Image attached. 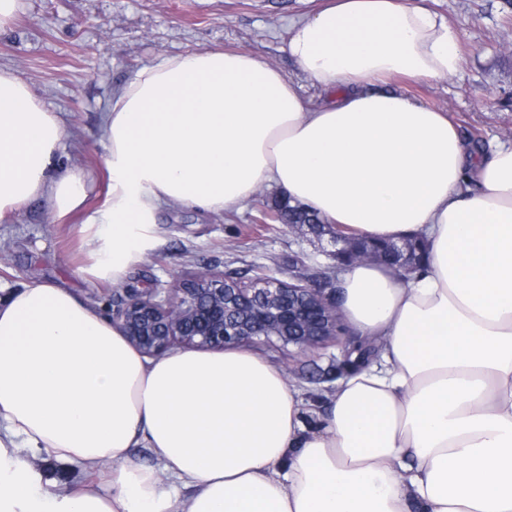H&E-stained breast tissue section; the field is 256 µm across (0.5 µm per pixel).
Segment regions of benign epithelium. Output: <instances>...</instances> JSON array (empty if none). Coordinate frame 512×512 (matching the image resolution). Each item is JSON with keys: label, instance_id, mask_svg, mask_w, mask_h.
Returning a JSON list of instances; mask_svg holds the SVG:
<instances>
[{"label": "benign epithelium", "instance_id": "1", "mask_svg": "<svg viewBox=\"0 0 512 512\" xmlns=\"http://www.w3.org/2000/svg\"><path fill=\"white\" fill-rule=\"evenodd\" d=\"M331 256L340 265L359 257L377 262L385 253L361 248L335 232ZM341 317L334 288H310L259 276L243 285L228 276L201 275L155 289L112 308V321L143 353L176 346L224 349L274 339L302 353L340 342Z\"/></svg>", "mask_w": 512, "mask_h": 512}]
</instances>
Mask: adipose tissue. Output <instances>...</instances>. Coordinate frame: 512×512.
Instances as JSON below:
<instances>
[{
  "mask_svg": "<svg viewBox=\"0 0 512 512\" xmlns=\"http://www.w3.org/2000/svg\"><path fill=\"white\" fill-rule=\"evenodd\" d=\"M287 50L326 102L224 50L162 59L113 95L110 200L83 220L84 273L124 281L165 206L239 209L272 184L349 236L424 238L426 274L340 275L343 313L382 340L383 368L346 378L311 429L254 352L150 358L67 288L25 284L0 297V512H512V142L484 155L447 113L383 90L460 69L457 33L423 0H326ZM64 136L0 68V219L40 197L58 218L83 208ZM29 454L112 471L53 490Z\"/></svg>",
  "mask_w": 512,
  "mask_h": 512,
  "instance_id": "adipose-tissue-1",
  "label": "adipose tissue"
}]
</instances>
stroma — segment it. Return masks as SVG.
<instances>
[{
  "mask_svg": "<svg viewBox=\"0 0 512 512\" xmlns=\"http://www.w3.org/2000/svg\"><path fill=\"white\" fill-rule=\"evenodd\" d=\"M0 27V68L14 71L67 134L62 164L91 173L86 209H102L109 180L102 114L113 91L141 68L199 50L245 51L294 80L305 99L327 94L289 56V26L310 13L314 0H19ZM457 32L462 64L455 77L397 79L389 90L446 112L468 140L493 151L512 141V0H426ZM281 194L262 188L243 210L204 214L179 205L160 215L157 242L115 286L84 276L83 217L53 219L39 199L0 220V291L33 280L55 281L110 316L112 302L151 288H168L199 273L235 274L247 282L257 266L282 280L320 286L339 278L328 235L264 223L262 213ZM257 354L298 388L301 418L315 427L341 383L340 347L302 354L274 341Z\"/></svg>",
  "mask_w": 512,
  "mask_h": 512,
  "instance_id": "1",
  "label": "stroma"
}]
</instances>
